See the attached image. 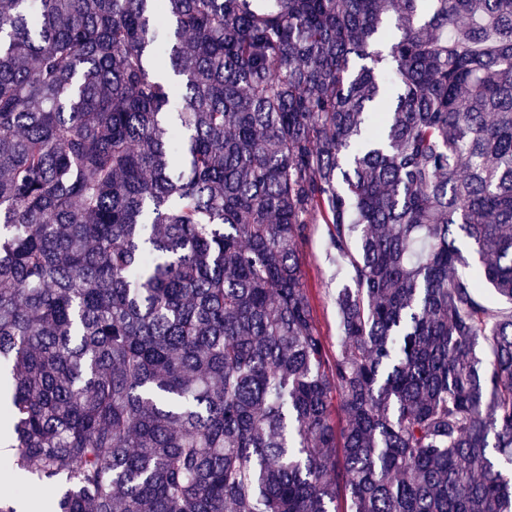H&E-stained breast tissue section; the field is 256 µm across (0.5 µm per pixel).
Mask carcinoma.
<instances>
[{
	"mask_svg": "<svg viewBox=\"0 0 512 512\" xmlns=\"http://www.w3.org/2000/svg\"><path fill=\"white\" fill-rule=\"evenodd\" d=\"M498 300L512 0H0V415L52 512H512ZM328 234L329 224L321 220L310 224L308 238L299 246V253L316 325L329 346L336 350L340 340L336 292L352 283L345 269L336 262V254L328 250Z\"/></svg>",
	"mask_w": 512,
	"mask_h": 512,
	"instance_id": "carcinoma-1",
	"label": "carcinoma"
}]
</instances>
